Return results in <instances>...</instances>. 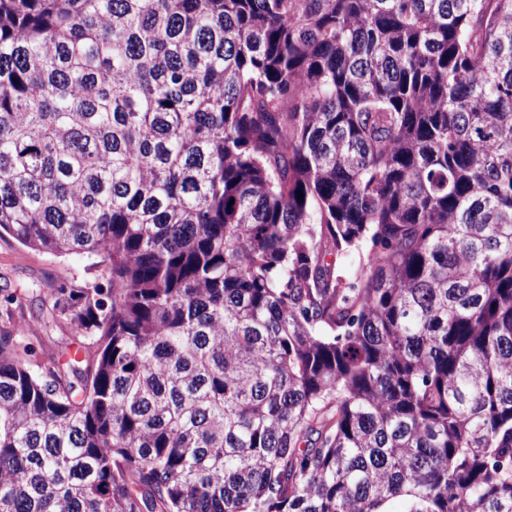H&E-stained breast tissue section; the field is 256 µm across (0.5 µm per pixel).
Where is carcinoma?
Instances as JSON below:
<instances>
[{
	"label": "carcinoma",
	"mask_w": 512,
	"mask_h": 512,
	"mask_svg": "<svg viewBox=\"0 0 512 512\" xmlns=\"http://www.w3.org/2000/svg\"><path fill=\"white\" fill-rule=\"evenodd\" d=\"M6 237L0 512H512V0H0ZM89 263L83 256L55 257L34 252L10 238L0 240V310L7 295L23 297L30 362L46 361L56 350L60 336H66L65 329L45 326L37 318L42 302L47 301V293L72 277L86 276L85 267ZM30 324L33 328L28 331Z\"/></svg>",
	"instance_id": "cac0c4a2"
}]
</instances>
